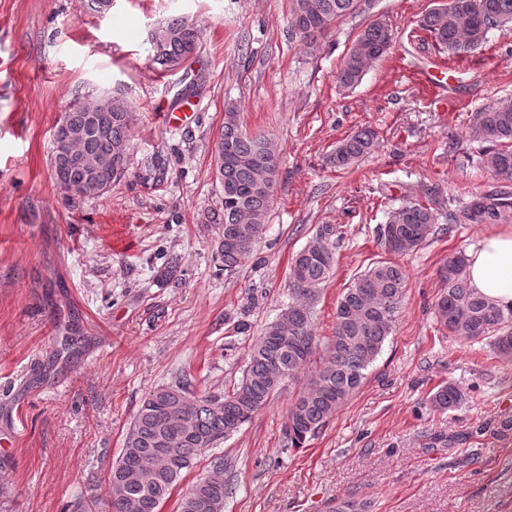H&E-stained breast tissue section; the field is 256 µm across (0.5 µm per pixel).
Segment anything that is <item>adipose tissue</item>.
<instances>
[{
	"label": "adipose tissue",
	"instance_id": "adipose-tissue-1",
	"mask_svg": "<svg viewBox=\"0 0 512 512\" xmlns=\"http://www.w3.org/2000/svg\"><path fill=\"white\" fill-rule=\"evenodd\" d=\"M466 273L472 288L498 307L512 308V231L483 238L471 248Z\"/></svg>",
	"mask_w": 512,
	"mask_h": 512
}]
</instances>
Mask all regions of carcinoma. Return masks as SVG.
Listing matches in <instances>:
<instances>
[{"label":"carcinoma","instance_id":"cac0c4a2","mask_svg":"<svg viewBox=\"0 0 512 512\" xmlns=\"http://www.w3.org/2000/svg\"><path fill=\"white\" fill-rule=\"evenodd\" d=\"M369 9L370 0H292L290 31L301 39H313L332 24ZM508 26H512V0H448L421 19V28L441 52L459 58L486 43L492 31ZM152 36L160 39L151 45L154 62L173 71L182 65L188 49L200 44L201 30L177 17L159 24ZM393 39V30L384 20L367 23L340 65L337 82L345 88L358 86L367 66L389 52ZM63 120L82 132L70 140L68 153L112 161L101 169L99 185H88L83 167L53 146L54 180L73 205L105 193L128 173L130 161L116 157V148L129 144L136 115L123 97L106 95L66 110ZM470 137L482 144L477 164L500 186L459 204L433 191L425 204L407 201L390 208L381 228V241L389 252L404 254L421 246L445 209L450 225L503 224L512 219V99L474 113ZM378 145V132L363 127L341 139L327 162L345 171ZM213 162L222 201L209 210L206 223L224 228L235 238L234 243L224 242L217 248L220 266L230 274L262 238L278 180L279 148L269 136L244 131L237 107L228 104ZM340 238V227L323 224L292 258L288 322L277 320L265 328L248 353L241 381L231 391L198 393L186 380L145 396L108 473L105 512H161L196 459L236 433L286 381L299 383L288 408V448L302 447L361 386L366 370L393 332L408 277L403 266L388 260L372 263L357 276L337 302L333 336L327 340L321 365L311 367L321 343L313 328V307L321 286L333 274L335 243ZM466 264L465 255L458 253L441 268L443 289L434 303L435 320L461 340L493 338L496 354L511 362L512 308L505 312L471 288ZM179 272L181 258L168 254L156 281L167 283ZM464 400L465 392L453 382L430 396L432 406L441 413L458 409ZM212 467L214 474L199 478L178 500L177 512H223L224 463L216 460Z\"/></svg>","mask_w":512,"mask_h":512}]
</instances>
